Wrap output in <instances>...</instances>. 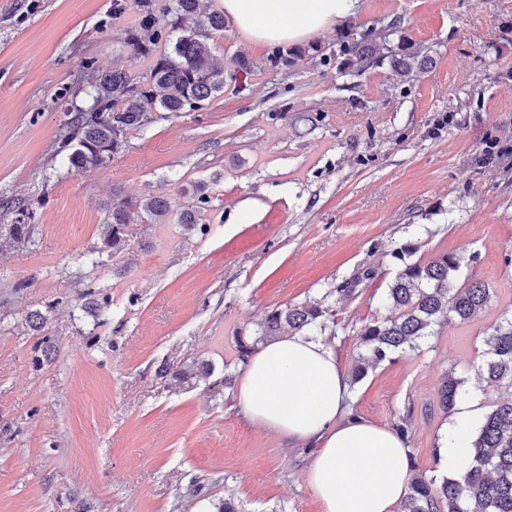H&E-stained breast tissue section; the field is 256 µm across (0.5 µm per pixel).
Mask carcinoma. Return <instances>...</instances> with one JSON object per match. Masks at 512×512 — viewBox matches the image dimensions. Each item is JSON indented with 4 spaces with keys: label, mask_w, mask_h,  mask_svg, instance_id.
<instances>
[{
    "label": "carcinoma",
    "mask_w": 512,
    "mask_h": 512,
    "mask_svg": "<svg viewBox=\"0 0 512 512\" xmlns=\"http://www.w3.org/2000/svg\"><path fill=\"white\" fill-rule=\"evenodd\" d=\"M131 11L136 23L127 28L124 43L131 53L145 59L147 74L137 76L114 68L104 72L87 65L88 104L79 107L66 124L60 149L76 171L104 166L125 143L128 131L145 125L149 113L196 111L217 93L224 91V68L213 61L210 40L224 31V10L201 0H112V17ZM180 35L169 47L160 45L163 30ZM388 33L374 27L349 30L337 43L333 57L344 66L362 70L379 51ZM196 202L174 210L164 196L138 199L113 197L106 206L101 232L104 247L120 250L131 224L175 222L192 229L201 223L209 203L208 185L193 188ZM399 269L387 291L389 314L373 319L358 332L364 353L354 368V379L367 369L397 353L413 351L430 334L429 328L441 320H470L490 300L489 288L471 279L456 285L462 259L444 253L428 262L411 261L410 249L392 251ZM330 309L319 304L274 308L267 313L257 336H241L236 341V357L241 363L258 345L278 339L285 330L307 335L313 327L326 328ZM481 378L489 388L512 385V312L501 313L494 327ZM462 381L448 373L438 392L440 410H453ZM469 463L455 478L441 484L420 472L411 477L400 512H512V398L497 401L485 415L477 436L468 448Z\"/></svg>",
    "instance_id": "cac0c4a2"
}]
</instances>
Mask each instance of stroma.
Returning a JSON list of instances; mask_svg holds the SVG:
<instances>
[{
  "mask_svg": "<svg viewBox=\"0 0 512 512\" xmlns=\"http://www.w3.org/2000/svg\"><path fill=\"white\" fill-rule=\"evenodd\" d=\"M134 18H113L112 0H0V512H202L227 498L323 512L309 450L250 421L224 371H242L236 338L267 311L319 302L335 314L322 339L353 370L405 244L424 262L461 256L460 280L490 301L369 369L348 405L389 429L409 419L410 457L446 477L442 377L485 410L512 396L479 377L512 310V0H359L286 67L227 25L211 39L223 94L152 113L106 166L71 170L59 142L87 101L85 62L147 71L123 43ZM393 19L417 55L408 77L387 56L358 76L324 62L344 25ZM202 181L203 228L133 224L121 251L102 250L113 196L177 208ZM17 222L32 225L27 242L9 235Z\"/></svg>",
  "mask_w": 512,
  "mask_h": 512,
  "instance_id": "obj_1",
  "label": "stroma"
}]
</instances>
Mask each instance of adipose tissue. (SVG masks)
<instances>
[{"label":"adipose tissue","instance_id":"1","mask_svg":"<svg viewBox=\"0 0 512 512\" xmlns=\"http://www.w3.org/2000/svg\"><path fill=\"white\" fill-rule=\"evenodd\" d=\"M358 0H222L224 13L257 44L304 40L351 16ZM347 375L333 349L311 336L270 342L248 360L239 398L249 418L312 449L306 478L323 512H394L408 490L404 438L359 417L344 418ZM481 419L477 397L460 400L442 438L449 473L461 470Z\"/></svg>","mask_w":512,"mask_h":512}]
</instances>
